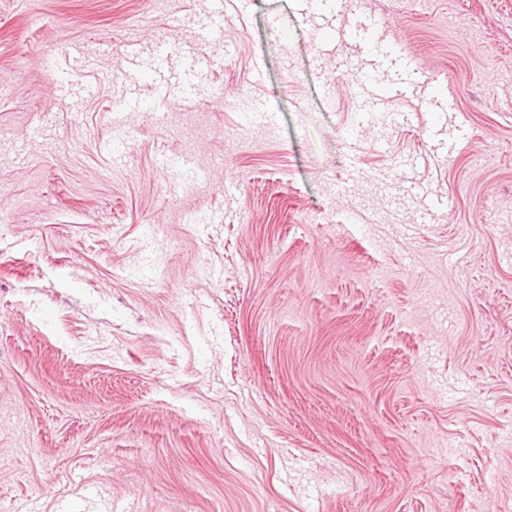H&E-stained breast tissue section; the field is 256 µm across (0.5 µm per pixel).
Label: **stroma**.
I'll use <instances>...</instances> for the list:
<instances>
[{
	"mask_svg": "<svg viewBox=\"0 0 512 512\" xmlns=\"http://www.w3.org/2000/svg\"><path fill=\"white\" fill-rule=\"evenodd\" d=\"M211 8L0 0V512H512V0ZM224 17V1H213V19L205 25L201 31V38L205 41H222L223 39V25L222 18Z\"/></svg>",
	"mask_w": 512,
	"mask_h": 512,
	"instance_id": "35a3bbf8",
	"label": "stroma"
}]
</instances>
